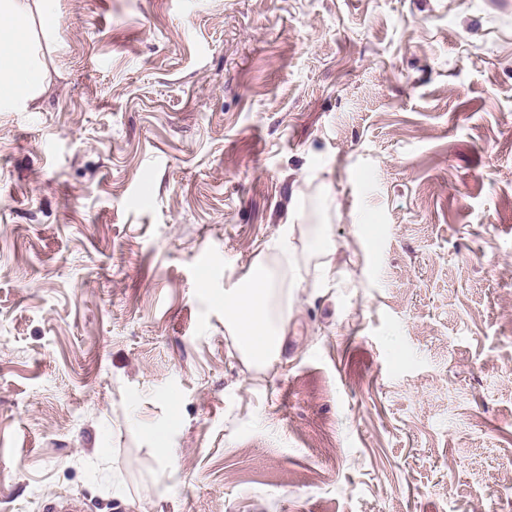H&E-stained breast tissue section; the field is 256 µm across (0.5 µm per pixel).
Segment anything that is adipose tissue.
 Instances as JSON below:
<instances>
[{
    "label": "adipose tissue",
    "instance_id": "ef3b65f1",
    "mask_svg": "<svg viewBox=\"0 0 512 512\" xmlns=\"http://www.w3.org/2000/svg\"><path fill=\"white\" fill-rule=\"evenodd\" d=\"M57 24L53 0H0V112H16L38 100L46 82L39 43ZM276 294L275 272L261 263L224 293V320L235 332L237 349L258 368L280 357L286 339L288 317L275 313Z\"/></svg>",
    "mask_w": 512,
    "mask_h": 512
}]
</instances>
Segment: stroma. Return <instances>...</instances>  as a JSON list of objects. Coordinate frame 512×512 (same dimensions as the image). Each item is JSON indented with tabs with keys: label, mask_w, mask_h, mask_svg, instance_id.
I'll return each mask as SVG.
<instances>
[{
	"label": "stroma",
	"mask_w": 512,
	"mask_h": 512,
	"mask_svg": "<svg viewBox=\"0 0 512 512\" xmlns=\"http://www.w3.org/2000/svg\"><path fill=\"white\" fill-rule=\"evenodd\" d=\"M55 5L0 112V512H512V0ZM275 271L254 263L240 280L239 288L224 292V320L234 329L237 349L251 365L263 368L282 353L288 316L275 313L278 292Z\"/></svg>",
	"instance_id": "1"
}]
</instances>
